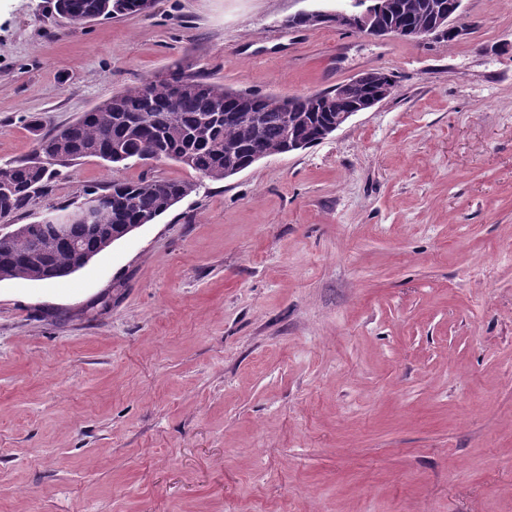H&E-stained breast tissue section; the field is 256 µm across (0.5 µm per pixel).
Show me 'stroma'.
Segmentation results:
<instances>
[{
  "label": "stroma",
  "instance_id": "35a3bbf8",
  "mask_svg": "<svg viewBox=\"0 0 512 512\" xmlns=\"http://www.w3.org/2000/svg\"><path fill=\"white\" fill-rule=\"evenodd\" d=\"M0 0V164L176 63L254 94L393 74L323 142L211 181L84 158L0 220L197 189L58 281L0 280V512H512V0L417 45L336 0ZM115 0H56V14L73 24H82L86 18H114L121 16L115 9Z\"/></svg>",
  "mask_w": 512,
  "mask_h": 512
}]
</instances>
